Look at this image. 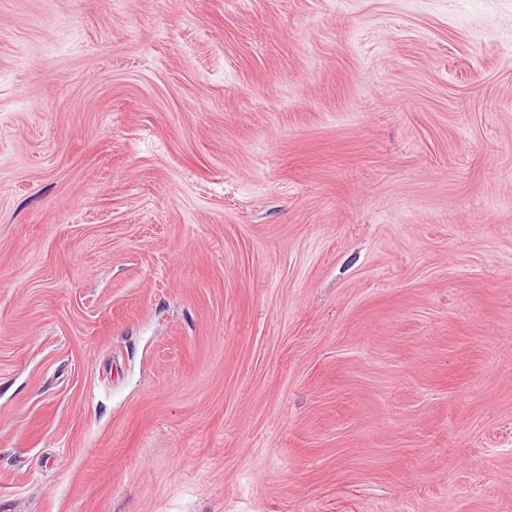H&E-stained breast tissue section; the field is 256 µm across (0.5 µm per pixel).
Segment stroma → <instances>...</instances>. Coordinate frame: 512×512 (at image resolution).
Here are the masks:
<instances>
[{"label": "stroma", "mask_w": 512, "mask_h": 512, "mask_svg": "<svg viewBox=\"0 0 512 512\" xmlns=\"http://www.w3.org/2000/svg\"><path fill=\"white\" fill-rule=\"evenodd\" d=\"M0 512H512V0H0Z\"/></svg>", "instance_id": "obj_1"}]
</instances>
